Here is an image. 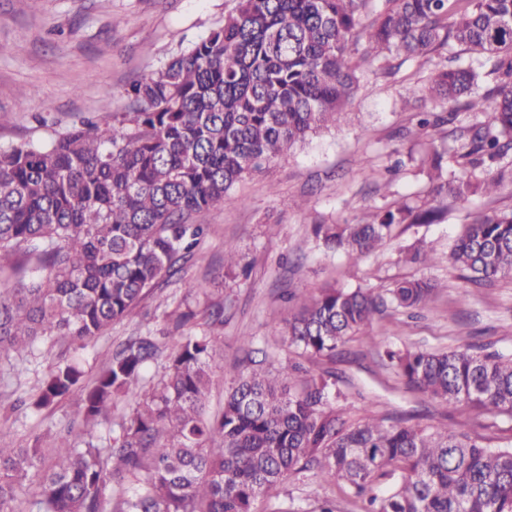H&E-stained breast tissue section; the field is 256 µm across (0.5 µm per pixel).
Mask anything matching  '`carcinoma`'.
<instances>
[{"label": "carcinoma", "instance_id": "cac0c4a2", "mask_svg": "<svg viewBox=\"0 0 512 512\" xmlns=\"http://www.w3.org/2000/svg\"><path fill=\"white\" fill-rule=\"evenodd\" d=\"M236 0L205 38L127 90L124 111L41 143L0 149V271L20 253L36 265L0 290V350L21 355L46 336L85 349L161 280L194 257L205 225L194 219L234 185L324 128L339 124L359 79L354 47L383 67L456 45L479 67L436 69L428 95L447 117L422 113L419 129L456 119L457 145L419 143L434 198L379 208L357 224H320L326 249L355 267L401 224H435L446 201L490 196L512 176V0ZM494 82L478 93L485 79ZM457 167L464 174L457 175ZM409 261L433 264L423 243ZM461 279L487 286L512 275V211L476 210L448 254ZM438 284L403 280L373 288H323L274 318L299 357L332 358L351 337L398 311L429 305ZM216 337H179L166 378L100 448L92 432L112 401L163 354L152 336L122 343L73 416L83 429L41 449L0 446V512H253L291 477L342 484L360 512H512V441L488 447L453 428L408 425L389 413L359 420L336 406V374L301 362L277 370L251 358L211 417L206 362ZM405 385L444 409L512 418V353L458 346L388 348ZM56 365L31 401L46 408L80 386ZM123 490L112 498V489Z\"/></svg>", "mask_w": 512, "mask_h": 512}]
</instances>
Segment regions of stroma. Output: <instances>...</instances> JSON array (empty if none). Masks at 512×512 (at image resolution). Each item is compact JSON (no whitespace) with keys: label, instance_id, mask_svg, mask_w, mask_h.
<instances>
[{"label":"stroma","instance_id":"35a3bbf8","mask_svg":"<svg viewBox=\"0 0 512 512\" xmlns=\"http://www.w3.org/2000/svg\"><path fill=\"white\" fill-rule=\"evenodd\" d=\"M234 5V0H0V148L59 136L87 120L100 125L111 120L123 110L133 83L155 76L172 56L206 37ZM116 16L122 20L117 27ZM451 56L463 64L477 60L449 46L431 59L387 70L357 52L360 87L344 120L238 183L234 200L204 216L209 231L197 258L178 276L146 295L78 356L61 343L39 345L23 356L1 355L0 441L14 448L49 446L69 421L76 396L41 410L15 407V400L35 394L52 364L77 358L88 383L129 337L175 335L177 305L196 313L186 332L220 338L208 360L214 384L207 408L214 413L237 376L243 338H251L255 360L276 365L294 357L272 322L291 310L289 289L308 296L328 284L389 288L418 278L440 286L426 309L374 321L354 336L343 357L312 359L311 368L335 370L354 416L390 412L410 425L452 423L490 447L511 439L512 419L474 411L447 417L427 397L408 391L381 355L389 345L446 350L468 343L512 352V277L467 295L448 261L472 211L512 210V182L497 195L449 206L441 223L398 226L391 241L354 268L342 255L327 252L312 232L316 224L357 223L365 211L407 197L427 199L429 183L409 149L418 132L417 111L436 112L440 106L428 99L412 111L401 109L400 101L423 85L435 63ZM419 240L436 254L435 265L400 261V249ZM228 241L247 276L227 275ZM216 302L224 305L220 327L211 326L207 311ZM165 372L164 359L147 365L138 388L114 403L97 431V444H111L113 433ZM327 495L335 498L336 512H358L343 488H328L314 478L290 479L279 495L258 498L253 512H313Z\"/></svg>","mask_w":512,"mask_h":512}]
</instances>
